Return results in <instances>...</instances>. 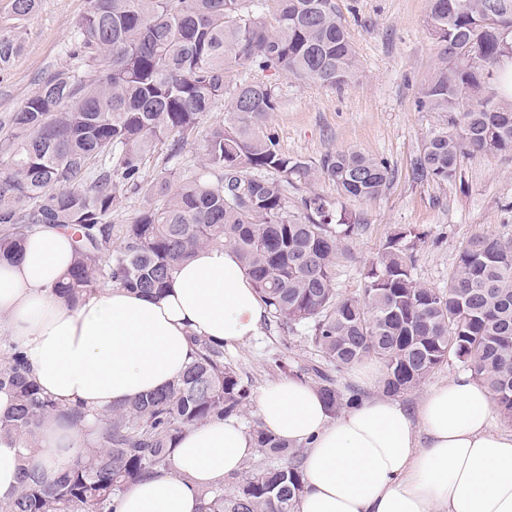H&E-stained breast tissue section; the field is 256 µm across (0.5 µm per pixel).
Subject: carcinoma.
Segmentation results:
<instances>
[{
    "instance_id": "1",
    "label": "carcinoma",
    "mask_w": 512,
    "mask_h": 512,
    "mask_svg": "<svg viewBox=\"0 0 512 512\" xmlns=\"http://www.w3.org/2000/svg\"><path fill=\"white\" fill-rule=\"evenodd\" d=\"M38 2L10 0L0 70L22 51V26ZM427 25L440 64L417 107L441 121L412 177L447 183L462 179L466 155L512 153V103L486 95L512 54V0H428ZM67 52L79 66L48 72L15 111L0 113V263L18 260L36 228L67 229L75 257L55 292L75 304L108 284L159 292L197 249L231 247L268 317L305 330L323 366L375 358L382 392L395 396L453 358L512 425V243L470 237L446 288L434 289L414 278L418 236L403 231L363 268L361 293L340 295L336 261L357 225L319 193L300 196L303 214L293 212L288 189L320 176L341 197L370 200L390 185L392 169L361 152L316 163L281 152L264 131L280 107L276 87L230 82L247 66L325 88L350 82L359 60L336 0H88ZM221 103L224 122L207 131L201 166L144 178L151 154L164 147L176 157ZM133 196L146 206L116 236L112 213ZM193 342L196 359L179 380L101 413L83 459L49 479L30 464L41 421L58 414L74 426L85 413L41 394L22 351L0 338V391L13 400L0 439L23 449L18 489L0 512H113L124 490L170 466L186 429L239 413L250 389L224 364V345ZM312 372L331 412L358 398L322 366ZM253 440L279 464L200 491V512H298L299 452L263 429Z\"/></svg>"
}]
</instances>
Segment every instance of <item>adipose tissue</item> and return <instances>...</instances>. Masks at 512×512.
<instances>
[{
    "mask_svg": "<svg viewBox=\"0 0 512 512\" xmlns=\"http://www.w3.org/2000/svg\"><path fill=\"white\" fill-rule=\"evenodd\" d=\"M73 260L69 233L50 227L29 235L19 263L0 266V330L46 396L89 415L80 428L44 419L35 462L50 476L81 459L98 411L178 379L193 359L191 337L234 347L258 335L266 315L229 247L198 249L162 292L112 286L71 305L54 287ZM258 408L264 429L304 449L299 512H512V429L495 425L472 374L448 377L411 407L374 394L336 415L316 388L284 378ZM254 451L235 420L194 426L171 468L124 491L116 512H198L199 490Z\"/></svg>",
    "mask_w": 512,
    "mask_h": 512,
    "instance_id": "ef3b65f1",
    "label": "adipose tissue"
}]
</instances>
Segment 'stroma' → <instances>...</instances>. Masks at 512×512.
Returning a JSON list of instances; mask_svg holds the SVG:
<instances>
[{
    "instance_id": "1",
    "label": "stroma",
    "mask_w": 512,
    "mask_h": 512,
    "mask_svg": "<svg viewBox=\"0 0 512 512\" xmlns=\"http://www.w3.org/2000/svg\"><path fill=\"white\" fill-rule=\"evenodd\" d=\"M359 67L341 89H326L272 71L239 70L238 78L277 87L280 108L267 129L280 150L316 161L329 152L360 151L387 161L394 179L377 198L342 199L359 230L350 257L336 267L339 293L363 286L361 271L386 241L412 228L418 236L413 275L441 288L456 256L472 235L491 233L512 241V153H480L462 161L463 183L417 184L410 164L438 118L417 111L415 97L438 67V47L430 35L427 0H337ZM87 8V0H41L25 24V44L10 67L0 71V113L16 109L34 93L42 77L69 63L66 45ZM317 355L307 336L268 321L243 345L225 349L229 363L250 388L237 419L246 431L259 429L257 398L284 377L305 379Z\"/></svg>"
}]
</instances>
